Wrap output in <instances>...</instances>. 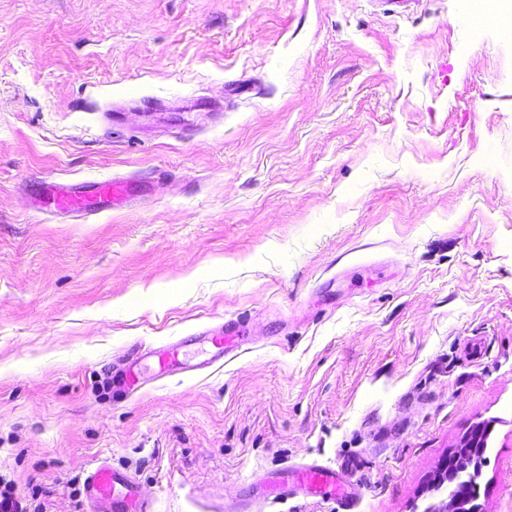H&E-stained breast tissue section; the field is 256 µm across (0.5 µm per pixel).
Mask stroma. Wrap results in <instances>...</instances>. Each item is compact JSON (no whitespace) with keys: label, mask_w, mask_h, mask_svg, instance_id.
Returning <instances> with one entry per match:
<instances>
[{"label":"stroma","mask_w":512,"mask_h":512,"mask_svg":"<svg viewBox=\"0 0 512 512\" xmlns=\"http://www.w3.org/2000/svg\"><path fill=\"white\" fill-rule=\"evenodd\" d=\"M463 0H0V477L93 512H336L260 478L352 468L353 512H425L491 426L512 512V39ZM128 178L87 218L46 179ZM244 317L238 351L120 395L129 358ZM85 490L91 502L112 504V509H108L112 511L105 512H150L131 478L107 465H100L90 474Z\"/></svg>","instance_id":"35a3bbf8"}]
</instances>
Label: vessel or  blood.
I'll list each match as a JSON object with an SVG mask.
<instances>
[{"label": "vessel or blood", "instance_id": "b4317fda", "mask_svg": "<svg viewBox=\"0 0 512 512\" xmlns=\"http://www.w3.org/2000/svg\"><path fill=\"white\" fill-rule=\"evenodd\" d=\"M129 181H70L54 183L42 189L39 204L42 210L63 217H84L104 213L121 206L130 195ZM242 319L224 324L223 334L210 337L211 362H219L238 344ZM269 494L285 496L295 489L335 501L340 512H349L353 499L352 484L334 468L303 465L290 475L267 483ZM85 490L91 502L111 505L112 512H149L146 502L138 495L131 478L109 466L97 467L88 477Z\"/></svg>", "mask_w": 512, "mask_h": 512}]
</instances>
